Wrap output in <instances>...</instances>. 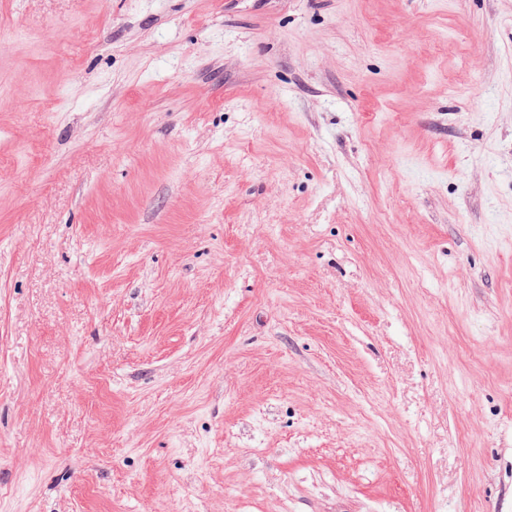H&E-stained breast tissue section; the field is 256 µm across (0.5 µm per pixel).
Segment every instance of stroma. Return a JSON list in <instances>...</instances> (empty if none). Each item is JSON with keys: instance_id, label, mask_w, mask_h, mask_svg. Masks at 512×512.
Instances as JSON below:
<instances>
[{"instance_id": "1", "label": "stroma", "mask_w": 512, "mask_h": 512, "mask_svg": "<svg viewBox=\"0 0 512 512\" xmlns=\"http://www.w3.org/2000/svg\"><path fill=\"white\" fill-rule=\"evenodd\" d=\"M0 512H512V0H0Z\"/></svg>"}]
</instances>
